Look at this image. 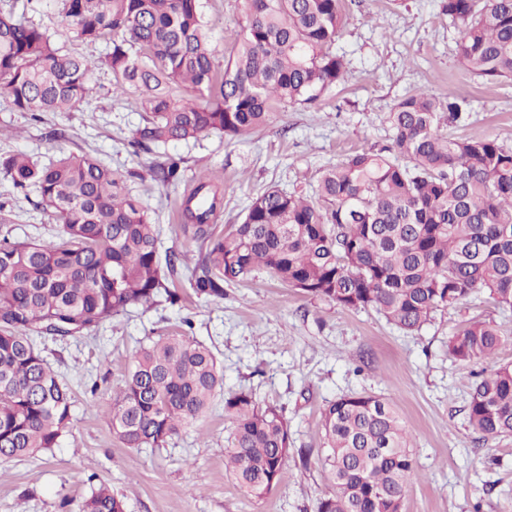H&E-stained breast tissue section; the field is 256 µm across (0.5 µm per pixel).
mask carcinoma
<instances>
[{
	"instance_id": "1",
	"label": "carcinoma",
	"mask_w": 512,
	"mask_h": 512,
	"mask_svg": "<svg viewBox=\"0 0 512 512\" xmlns=\"http://www.w3.org/2000/svg\"><path fill=\"white\" fill-rule=\"evenodd\" d=\"M68 21L58 33L105 43L96 60L66 53L23 12L0 8V98L33 118L73 112L92 95L93 72L107 67L112 93H138L142 124L134 148L235 139L267 126L277 105L307 107L347 78L331 46L344 25V0H246L238 47L215 64L200 0H30ZM461 25L460 66L488 81L512 79V0H443ZM465 101L426 91L400 99L389 115L392 147L356 151L326 168L316 198L271 187L222 235L211 221L224 197L203 175L181 203L185 232L204 251L189 269L200 299L264 269L279 282L347 309L372 308L414 334L433 314L485 291L512 308V148L497 140L450 137ZM165 186L180 162L145 166ZM15 189L36 191L62 225L53 240L0 238V462L45 453L70 430L71 394L37 338L89 335L131 307L181 301L174 286L185 256L161 251V229L124 179L87 156L47 163L0 157ZM499 330L468 322L448 340L467 365L489 359ZM224 373L216 355L184 335L160 336L133 354L107 414L129 448L160 449L204 414ZM230 432L224 465L247 495L278 484L291 453L288 421L251 392L224 397ZM468 423L483 437L512 436V365L471 383ZM332 494L317 512H401L413 470L411 443L393 402L342 395L322 413ZM79 512H125L106 487Z\"/></svg>"
}]
</instances>
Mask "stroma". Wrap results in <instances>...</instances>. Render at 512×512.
<instances>
[{"label":"stroma","mask_w":512,"mask_h":512,"mask_svg":"<svg viewBox=\"0 0 512 512\" xmlns=\"http://www.w3.org/2000/svg\"><path fill=\"white\" fill-rule=\"evenodd\" d=\"M216 64H223L245 21L243 0H201ZM344 28L333 50L347 81L314 107H275L263 129L236 139L212 134L151 150L129 144L141 123L136 93L113 95L112 74L95 73L98 92L76 112L40 120L0 100V155L22 152L48 161L57 150L89 156L124 174L125 185L161 227V247L196 260L200 242L183 231L181 202L199 173L224 194L217 233L240 223L252 197L275 186L313 192L325 167L361 149L391 144L387 120L404 95L425 90L467 100L470 115L449 127L455 137H491L512 146V80L488 83L457 59L459 29L441 0H345ZM180 160L168 186L134 178L153 161ZM8 223L0 236L54 238L61 232L36 192L22 194L0 172ZM176 307H134L88 337L43 339L40 347L72 392L71 431L43 455L0 463V512H77L99 484L122 496L125 512H316L332 488L321 459V417L337 397L364 392L390 398L412 435L413 471L402 512H512V438H479L467 423L472 373L512 364V310L477 292L437 311L407 335L372 309H347L286 287L270 273L228 287L224 299L199 300L184 276ZM209 347L228 391H251L260 405L283 409L292 452L277 486L255 498L224 468L230 423L224 399L165 448H128L107 415L129 361L148 340L182 332ZM471 320L502 332L498 353L464 365L448 339Z\"/></svg>","instance_id":"stroma-1"}]
</instances>
